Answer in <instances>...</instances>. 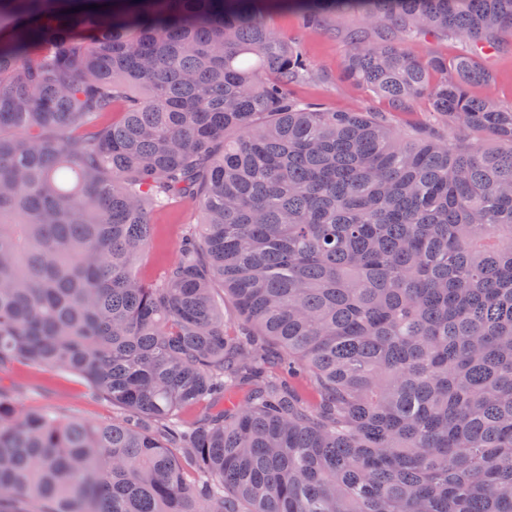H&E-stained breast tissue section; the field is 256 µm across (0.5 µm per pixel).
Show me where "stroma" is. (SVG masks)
Wrapping results in <instances>:
<instances>
[{"mask_svg": "<svg viewBox=\"0 0 512 512\" xmlns=\"http://www.w3.org/2000/svg\"><path fill=\"white\" fill-rule=\"evenodd\" d=\"M354 19L353 13L339 12L333 14L327 28L308 30L299 25L292 13L274 12L267 16L268 27L293 39L310 63L311 77L292 88L295 98L334 112H356L367 106L377 112L388 111L386 100L368 89L348 85L342 77L348 50L343 33ZM485 63L493 71L494 81L489 86H470V95H490L501 103H512V52L490 54ZM150 219L155 226V243L143 253L135 272L140 277L156 279L176 259L182 235L195 226L198 214L190 205L176 203L152 213ZM0 384L18 387L19 406L26 411L57 410L65 417L92 425L110 423L118 415L111 400L90 395L86 380L71 371L17 362L0 370Z\"/></svg>", "mask_w": 512, "mask_h": 512, "instance_id": "35a3bbf8", "label": "stroma"}]
</instances>
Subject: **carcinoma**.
<instances>
[{"label": "carcinoma", "mask_w": 512, "mask_h": 512, "mask_svg": "<svg viewBox=\"0 0 512 512\" xmlns=\"http://www.w3.org/2000/svg\"><path fill=\"white\" fill-rule=\"evenodd\" d=\"M272 3L357 15L344 80L418 128L294 100ZM511 42L512 0H0V369L120 410L0 388V512H512V105L468 91ZM415 48L452 60L465 52V43L453 36L444 38L427 36L424 40L417 42ZM150 219L155 226V243L143 253L135 272L140 277L156 279L176 259L182 235L195 226L198 213L188 204L175 203L165 211L153 212ZM1 385H16L19 407L25 411L57 410L67 418L92 425L112 422L118 410L106 396H92L80 375L27 362H16L0 372Z\"/></svg>", "instance_id": "1"}]
</instances>
